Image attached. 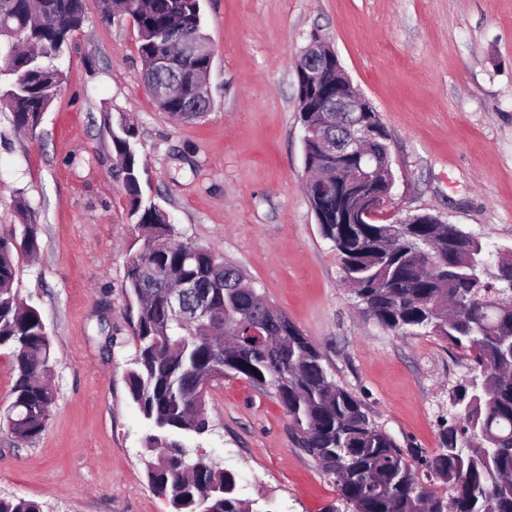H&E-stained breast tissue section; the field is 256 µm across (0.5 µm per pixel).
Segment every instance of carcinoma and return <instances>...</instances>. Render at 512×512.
Listing matches in <instances>:
<instances>
[{
	"label": "carcinoma",
	"instance_id": "obj_1",
	"mask_svg": "<svg viewBox=\"0 0 512 512\" xmlns=\"http://www.w3.org/2000/svg\"><path fill=\"white\" fill-rule=\"evenodd\" d=\"M203 36L202 0H142L130 12L138 33L143 80L168 48L159 37L173 15ZM85 0H0V96L14 126L34 131L64 83L70 37L84 24ZM208 59L182 60L162 75L189 85ZM189 90L158 104L187 121ZM118 177L128 195L142 245L127 259L125 293L136 309L138 351L127 378L130 395L149 422L146 474L150 489L168 498L171 512H249L237 495L235 473L186 440L210 430L206 398L214 383L240 376L272 391L286 412L297 448L336 478L353 512H512V291L500 273L512 250L495 253L456 224H330L322 219L313 185L317 144L303 142L305 168L314 173L307 195L321 234L332 242L357 304L400 335L433 334L466 352L481 382L456 391L461 411L443 426L438 452L427 461L440 496L424 486L395 441L376 426L352 393L329 378L315 346L245 283L243 273L212 248L188 241L167 211L144 198L149 181L134 124L107 123ZM376 190H387L390 164L372 168ZM37 225L0 233V348L11 354L13 385L3 419L21 444L45 430L54 404L50 332L38 310L19 298L15 253L36 252ZM189 280L210 299L201 322L171 317L164 298ZM0 512H42L40 503L0 496Z\"/></svg>",
	"mask_w": 512,
	"mask_h": 512
}]
</instances>
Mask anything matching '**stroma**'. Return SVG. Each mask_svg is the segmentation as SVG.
I'll return each instance as SVG.
<instances>
[{"instance_id": "1", "label": "stroma", "mask_w": 512, "mask_h": 512, "mask_svg": "<svg viewBox=\"0 0 512 512\" xmlns=\"http://www.w3.org/2000/svg\"><path fill=\"white\" fill-rule=\"evenodd\" d=\"M215 108L180 121L147 92L131 18L86 21L66 79L34 133L0 107V230L39 228L17 253L16 288L48 325L55 403L31 444L0 426V495L43 512H170L147 481L149 423L127 371L136 310L124 292L137 233L108 120L128 115L150 194L184 239L239 266L319 350L330 376L441 485L425 461L453 396L475 378L435 336H400L363 314L306 194L295 62L311 36L335 49L388 133L394 184L384 222L430 213L512 250V0H203ZM213 429L189 440L237 476L252 512H352L333 475L294 447L273 397L228 377L208 396Z\"/></svg>"}]
</instances>
